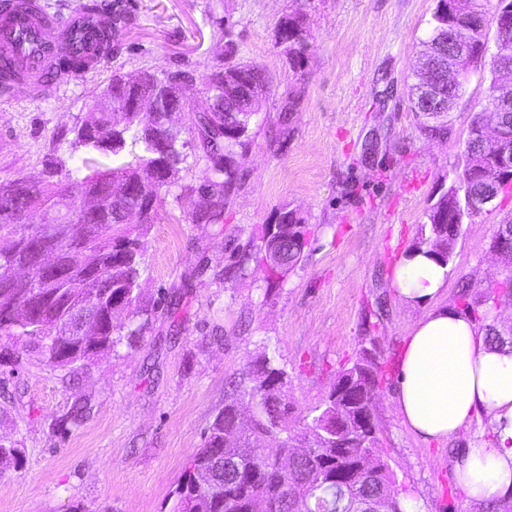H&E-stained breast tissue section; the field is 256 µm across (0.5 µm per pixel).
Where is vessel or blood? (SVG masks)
Masks as SVG:
<instances>
[{
    "label": "vessel or blood",
    "mask_w": 512,
    "mask_h": 512,
    "mask_svg": "<svg viewBox=\"0 0 512 512\" xmlns=\"http://www.w3.org/2000/svg\"><path fill=\"white\" fill-rule=\"evenodd\" d=\"M117 18L107 0L93 11L62 15L48 12L43 0H0V100L63 94L69 82L56 75V63L77 54L95 67L110 60L111 49H100L96 37L115 28Z\"/></svg>",
    "instance_id": "1"
}]
</instances>
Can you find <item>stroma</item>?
Masks as SVG:
<instances>
[{
    "label": "stroma",
    "mask_w": 512,
    "mask_h": 512,
    "mask_svg": "<svg viewBox=\"0 0 512 512\" xmlns=\"http://www.w3.org/2000/svg\"><path fill=\"white\" fill-rule=\"evenodd\" d=\"M438 0H122L129 15L112 59L57 98L0 104V182L39 177L68 161L88 107L113 74L145 70L204 77L222 63H256L272 92L255 115L253 142L226 197L224 221L195 224L205 205L206 160L186 147L166 212L151 224L140 278L146 322L135 344L118 341L87 368L48 366L38 351L0 363V438L19 454L0 471V512H167L172 491L229 396L249 387L264 356L288 373L289 429L330 393L339 371L370 348L382 381L374 414L376 454L414 512H487L457 484L459 449L489 434L474 421L450 441L424 440L395 403L407 337L421 317L392 285L402 254L428 232L427 211L455 180L469 125L488 104L490 61L475 64L463 94L430 138L413 112L412 68ZM304 16L307 48L293 68L280 21ZM232 29L223 32L221 20ZM307 231L303 260L268 282L255 252L282 209ZM512 218V191L466 220L439 303L468 309L478 326L512 321L489 297L512 278L492 250ZM87 400L90 414L65 417Z\"/></svg>",
    "instance_id": "stroma-1"
}]
</instances>
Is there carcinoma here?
<instances>
[{
  "mask_svg": "<svg viewBox=\"0 0 512 512\" xmlns=\"http://www.w3.org/2000/svg\"><path fill=\"white\" fill-rule=\"evenodd\" d=\"M450 0H440L432 18L431 32L466 26L471 30L468 55L482 57L488 0H464L461 7H448ZM304 25L303 17L293 15L280 24L283 53L295 64H302L306 44L298 43L295 29ZM448 58L437 47H426L413 71L423 64ZM248 70L255 92L243 112H226L217 120L191 118L188 131H197L200 149L207 161L205 186L216 201L192 214L197 224H218L224 216V196L236 184L240 159L251 143L253 113L270 94V82L257 64H222L206 77L205 85L224 84L241 78ZM170 74L158 76L146 71L135 82L120 76L112 78L103 93V101L93 103L76 131V142L92 149L99 158L86 156L73 167L49 164L41 179L21 177L11 181L14 193L0 194V281L21 267L32 265L40 252L57 253L66 273L68 287L52 286L32 278L22 287L38 301L36 313L22 327L0 322V337L12 341L23 352L39 350L48 365L75 372L96 354L114 347L117 326L114 318L124 314L141 315L140 283L144 238L171 186L179 180L187 142L181 131L170 134L164 112H132L125 126L113 128V106H128L137 98L154 94L158 83ZM232 129L236 136H224ZM465 162L456 180L442 196L457 201L450 211L434 203L427 212L429 236L414 244L417 249L432 243L443 233L442 225L456 217L470 218L466 196L496 187L497 173L490 163L494 147L483 142H466ZM108 159L104 170L109 181L102 183L92 167ZM62 205L80 226L78 235L62 239L51 224H34L23 212L34 207ZM138 212L143 218L136 224L122 220L119 214ZM288 225L279 232L281 247L288 262L298 263L307 245L301 219L287 211ZM77 252L87 253V264L72 269L66 259ZM85 302L100 315L101 346L89 351L77 348L69 330L60 321L69 302ZM355 383L331 391L316 408V415L304 423L301 442L305 451L291 456L293 438L282 442L281 452L288 455L283 470L269 460L264 443L288 431L289 405L286 402L287 374L276 360L266 357L251 372L248 389L230 383L232 400L224 403L209 425L202 448L193 456L181 482L174 491L169 512H336V493L346 491L342 504L351 512H365L367 503L384 500L390 512H406L398 496L396 482L387 464L365 473L356 469L368 449L358 434L357 417L375 420L374 405L378 390V364L361 362L342 369L335 386H340L353 372ZM249 397L254 419L251 427L237 439L226 441L234 427L237 397Z\"/></svg>",
  "mask_w": 512,
  "mask_h": 512,
  "instance_id": "1",
  "label": "carcinoma"
}]
</instances>
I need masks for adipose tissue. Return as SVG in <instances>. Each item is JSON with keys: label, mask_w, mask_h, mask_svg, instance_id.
<instances>
[{"label": "adipose tissue", "mask_w": 512, "mask_h": 512, "mask_svg": "<svg viewBox=\"0 0 512 512\" xmlns=\"http://www.w3.org/2000/svg\"><path fill=\"white\" fill-rule=\"evenodd\" d=\"M448 266L429 249L401 258L393 285L424 312L408 337L396 388L402 422L423 439L448 440L479 416L493 439L462 449L454 468L467 496H512V348L490 344L468 314L437 304Z\"/></svg>", "instance_id": "adipose-tissue-1"}]
</instances>
